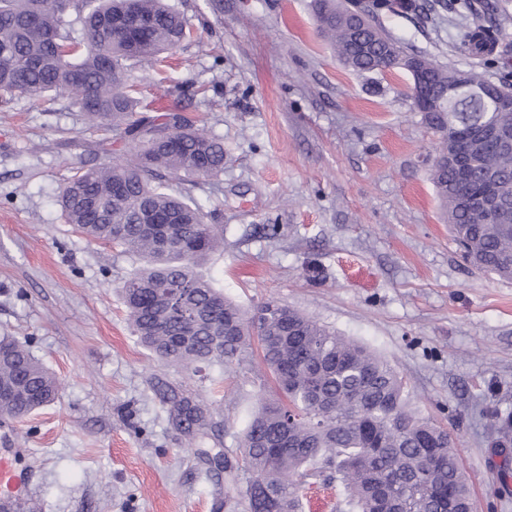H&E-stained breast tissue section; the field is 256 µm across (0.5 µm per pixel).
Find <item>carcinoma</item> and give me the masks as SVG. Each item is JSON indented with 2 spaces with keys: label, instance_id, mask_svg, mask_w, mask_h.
Here are the masks:
<instances>
[{
  "label": "carcinoma",
  "instance_id": "1",
  "mask_svg": "<svg viewBox=\"0 0 512 512\" xmlns=\"http://www.w3.org/2000/svg\"><path fill=\"white\" fill-rule=\"evenodd\" d=\"M466 22L459 51L492 53L507 15L488 24L489 7L453 0ZM82 24L78 41L64 31L69 8ZM418 14V0H373L369 11L316 0V21L336 56L356 74H381L398 62L416 64L410 98L439 134L432 183L464 257L477 270L512 279V223L476 221L461 197L488 179L512 197V153L493 142L475 147L473 177L456 181L445 163L456 141L489 113L512 122V84L489 83L490 97L448 94V87L485 79L454 61L408 51L375 23L376 13ZM190 37V24L170 0H0V105L15 97L33 103L65 94L96 122L112 123L127 140L124 159L77 172L59 204L67 223L87 237L120 245L146 259L123 281L122 294L139 342L163 365L197 372L202 365L243 362L256 337L277 398H258L240 440V458L215 470L239 491L244 512H301L312 480L336 482V512H458L472 494L448 429L409 408L407 383L395 367L363 344L274 300L253 315L224 299L196 271L223 241L224 225L168 182L195 185L224 172V141L197 127L177 108L139 115L129 63L154 65ZM177 283L192 314L173 317L153 289ZM16 395L0 417L17 419L57 399L60 384L16 337L0 335V387ZM151 388L171 426L193 447L224 422L201 394L155 374Z\"/></svg>",
  "mask_w": 512,
  "mask_h": 512
}]
</instances>
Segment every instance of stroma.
<instances>
[{"instance_id": "35a3bbf8", "label": "stroma", "mask_w": 512, "mask_h": 512, "mask_svg": "<svg viewBox=\"0 0 512 512\" xmlns=\"http://www.w3.org/2000/svg\"><path fill=\"white\" fill-rule=\"evenodd\" d=\"M191 35L157 69L133 75L151 114L179 106L223 138L224 172L190 194L224 227L198 267L252 312L275 299L365 343L447 426L473 512H512V439L488 427L512 414V280L462 257L430 181L438 137L415 112L410 74L341 64L313 0H176ZM377 23L412 50L512 82V24L495 64L460 54L450 0ZM125 146L64 94L0 111V333L26 341L61 384L59 399L0 423V458L37 512H230L223 476L171 428L148 378L120 284L137 257L87 240L57 202L79 170ZM170 380L200 391L224 421L202 446L238 453L258 395L246 367Z\"/></svg>"}]
</instances>
